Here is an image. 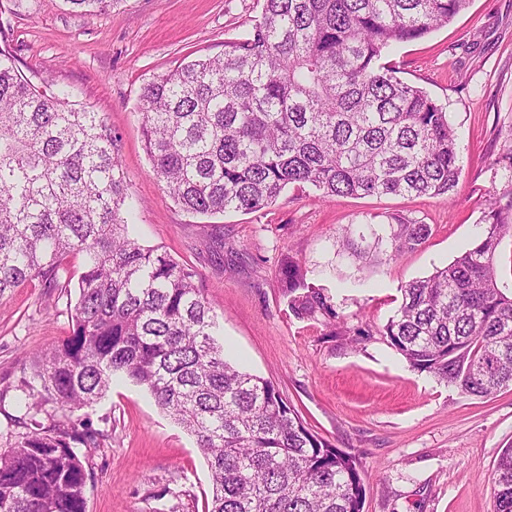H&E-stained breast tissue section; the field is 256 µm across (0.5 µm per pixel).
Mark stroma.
Returning a JSON list of instances; mask_svg holds the SVG:
<instances>
[{
    "label": "stroma",
    "instance_id": "stroma-1",
    "mask_svg": "<svg viewBox=\"0 0 512 512\" xmlns=\"http://www.w3.org/2000/svg\"><path fill=\"white\" fill-rule=\"evenodd\" d=\"M263 0H115L93 14L68 0H0V34L31 80L93 104L121 139L140 243L201 276L226 356L274 382L306 425L356 456L363 512H494L492 477L512 445V387L461 394L409 367L379 331L401 289L471 248L512 177V0H470L447 26L387 55L406 82L445 106L461 176L441 197L318 198L286 188L253 213L213 217L175 205L151 172L139 97L153 76L223 53L251 29ZM429 225L419 246L383 260L391 223ZM330 295L335 317L298 318L279 280L287 258ZM72 332L66 301L36 280L0 297V452L25 414L16 400L25 355ZM70 419L106 436L89 453L86 512H207L210 471L193 436L142 386L111 390Z\"/></svg>",
    "mask_w": 512,
    "mask_h": 512
}]
</instances>
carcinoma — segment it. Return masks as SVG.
<instances>
[{"label":"carcinoma","instance_id":"cac0c4a2","mask_svg":"<svg viewBox=\"0 0 512 512\" xmlns=\"http://www.w3.org/2000/svg\"><path fill=\"white\" fill-rule=\"evenodd\" d=\"M101 12L112 0H67ZM469 0H263L224 53L159 74L139 101L144 149L169 198L200 216L260 211L289 185L326 198L447 197L457 134L427 91L385 62L396 44L450 23ZM104 114L18 75L0 46V296L35 278L78 297L73 334L25 357V432L0 453V512H86L79 448L104 435L68 414L122 374L190 433L211 474L207 512H363L356 457L317 436L272 381L227 361L200 275L132 237L136 210ZM507 203L484 215L472 248L401 288L381 330L410 367L468 396L512 385V295L498 286ZM427 224L400 222L393 260ZM83 257L77 282L61 278ZM300 318L334 315L301 266L281 268ZM60 415L36 419L46 404ZM494 512H512V446L493 474Z\"/></svg>","mask_w":512,"mask_h":512}]
</instances>
